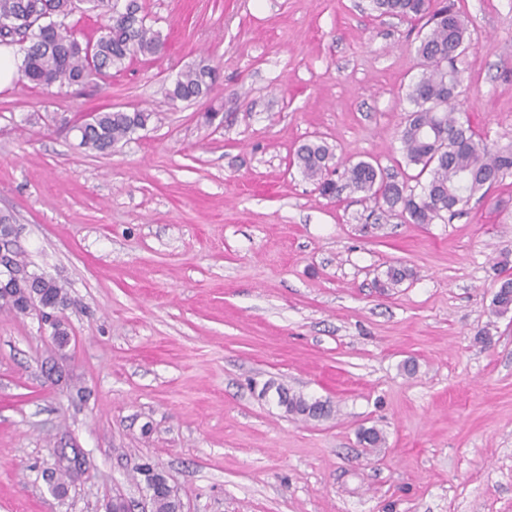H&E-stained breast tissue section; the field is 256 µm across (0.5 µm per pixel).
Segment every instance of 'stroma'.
<instances>
[{"label":"stroma","mask_w":512,"mask_h":512,"mask_svg":"<svg viewBox=\"0 0 512 512\" xmlns=\"http://www.w3.org/2000/svg\"><path fill=\"white\" fill-rule=\"evenodd\" d=\"M142 3L161 57L82 88L0 89L9 250L65 288L68 332L0 308V512H141L144 462L183 512H512V313L491 312L512 176L462 216L370 230L373 202L322 197L292 163L317 136L336 170L423 183L397 140L413 22L369 0ZM456 3L462 117L512 147V0ZM203 55L210 94L170 105L163 82ZM118 106L159 119L107 154L64 127ZM391 265L413 276L384 292ZM280 385L334 416L285 413ZM370 426L383 447L360 445Z\"/></svg>","instance_id":"35a3bbf8"}]
</instances>
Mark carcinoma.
<instances>
[{
	"instance_id": "cac0c4a2",
	"label": "carcinoma",
	"mask_w": 512,
	"mask_h": 512,
	"mask_svg": "<svg viewBox=\"0 0 512 512\" xmlns=\"http://www.w3.org/2000/svg\"><path fill=\"white\" fill-rule=\"evenodd\" d=\"M87 12L108 17L100 34L82 41L65 19L79 5ZM372 9L382 15L425 20L426 31L418 34L414 52L421 69L408 86L406 97L413 105L399 131L401 151L407 164L428 173L420 189L398 183L379 165L359 160L344 170L345 183L325 177L334 154L323 141L301 144L294 162L309 179L317 181L319 193L334 197L343 189L362 192L375 205L396 209L415 224L453 218L474 198H482L495 184L512 175V149L492 150L470 127L459 122L454 67L458 51L470 41V32L455 3L445 0L436 9L431 0H371ZM0 45L11 46L21 55V79L36 87L71 88L89 77L107 78L121 71L135 57L156 58L164 54L165 41L146 25L139 0H0ZM217 70L201 58L182 71L171 84L162 85L170 104L191 102L208 95ZM157 119L156 113L135 108L92 112L72 125L79 146L100 154L112 151L132 139ZM412 276L405 267L391 266L381 288H393ZM32 287L40 289L52 303L66 302V292L53 278L34 275ZM492 313L503 316L512 311V279L503 277L491 301ZM278 405L304 420L328 419L334 408L327 400L309 399L285 388L278 391ZM365 448H381L384 433L376 427L359 432ZM177 495L170 487L157 492L154 512H175Z\"/></svg>"
}]
</instances>
